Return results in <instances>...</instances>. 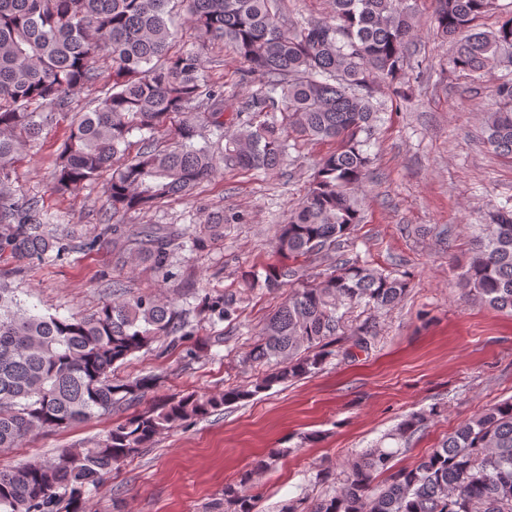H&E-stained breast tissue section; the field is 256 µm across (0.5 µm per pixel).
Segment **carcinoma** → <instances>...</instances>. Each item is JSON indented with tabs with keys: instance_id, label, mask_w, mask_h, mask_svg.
<instances>
[{
	"instance_id": "carcinoma-1",
	"label": "carcinoma",
	"mask_w": 512,
	"mask_h": 512,
	"mask_svg": "<svg viewBox=\"0 0 512 512\" xmlns=\"http://www.w3.org/2000/svg\"><path fill=\"white\" fill-rule=\"evenodd\" d=\"M180 2L207 42L229 43L244 63L239 81L258 84L244 101L205 74L203 48L171 52L179 37L172 3ZM496 0H434L436 35L452 43L453 69L479 80L497 68L510 77L495 88V110L484 113V141L512 156V16L483 31L477 21ZM407 0H332L330 20L288 24L278 0H0V256L13 273L34 262H56L77 247L57 232L42 200L13 184L20 153L58 119L69 132L55 160L51 189L64 196L109 176L106 232L115 264L127 256L153 273L174 276L173 256L184 232L127 224L191 194L220 166L269 173L287 157L288 138L334 141L317 165L301 203L278 225V251L288 259L336 250L363 222L356 192L369 173L366 150L378 121L372 86L403 85L413 36ZM111 62L101 80L99 62ZM85 108L71 112L81 91ZM165 139L155 138L158 132ZM148 136H143V133ZM142 134L136 153L131 137ZM204 145H197V140ZM237 212H211L195 227L192 246L224 240ZM467 294L512 315V206L488 214L465 263ZM249 288L291 287L263 322L242 362L272 371L253 389L188 392L135 411L101 438L14 469L0 470V512H60L64 497L84 512L81 495L151 446L158 435L205 417L276 384L319 369L326 347L342 339L370 348L377 327L344 330L342 309L382 310L408 291V281L366 263L341 260L304 277L283 264L245 277ZM240 296L204 295L195 307L209 321L232 322ZM185 310L153 294H130L112 281V302L89 316L60 318L30 311L0 278V449L16 448L39 431L86 422L140 403L156 380L115 375V365L162 338L191 336ZM434 410L414 411L349 463L341 486L307 501L288 500L279 512H512V398L460 424L416 464L375 475L426 428ZM289 452L276 448L224 485L209 512H255L250 489Z\"/></svg>"
}]
</instances>
